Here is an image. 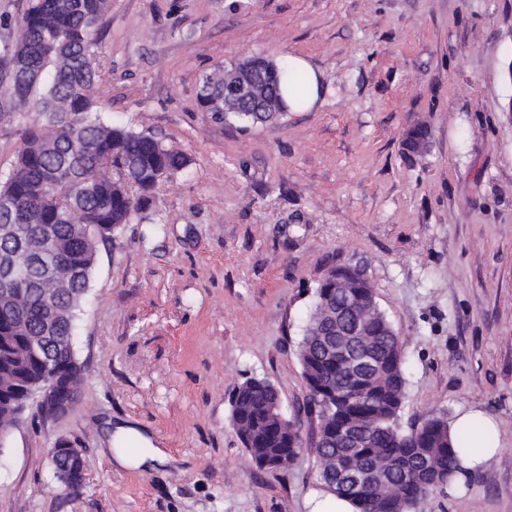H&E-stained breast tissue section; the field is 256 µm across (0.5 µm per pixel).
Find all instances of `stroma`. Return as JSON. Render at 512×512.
Listing matches in <instances>:
<instances>
[{
  "label": "stroma",
  "instance_id": "stroma-1",
  "mask_svg": "<svg viewBox=\"0 0 512 512\" xmlns=\"http://www.w3.org/2000/svg\"><path fill=\"white\" fill-rule=\"evenodd\" d=\"M106 122L191 165L98 243L77 322V405L26 410L0 447V512H312L318 420L298 356L318 283L363 269L407 368L403 430L461 409L500 450L417 512H512V0H111L91 33ZM305 57L317 104L220 123L205 75ZM38 113L0 117V177ZM427 127V148L406 151ZM250 376L278 390L301 449L259 468L230 420ZM167 461H112L107 420ZM83 450L68 488L48 450Z\"/></svg>",
  "mask_w": 512,
  "mask_h": 512
}]
</instances>
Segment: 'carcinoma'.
<instances>
[{
  "label": "carcinoma",
  "instance_id": "carcinoma-1",
  "mask_svg": "<svg viewBox=\"0 0 512 512\" xmlns=\"http://www.w3.org/2000/svg\"><path fill=\"white\" fill-rule=\"evenodd\" d=\"M110 0H31L16 41L0 55L8 78L11 111L34 108L42 123L26 129L23 148L0 182V226L16 235L60 250L50 267H27L19 283L0 288V428L18 423L25 393L50 378L67 392L78 388L83 367L66 336L76 326L96 263L97 243L128 223L160 179L188 168L184 153L159 138L105 122L97 109L98 74L90 34ZM242 78L252 87L260 112H239L225 104L224 86L239 81L230 67L203 78L202 107L220 122H274L287 106L281 86L291 84L303 104L301 79L287 65L252 57ZM59 290L58 317L43 313L40 289ZM302 329L299 358L310 407L325 434L349 424L357 443L336 438L316 449L324 490L347 501L354 512H413L427 495L451 484L460 471V449L470 445L476 427L452 433L439 416L405 432L399 416L405 399L404 355L384 314L372 307L373 291L364 279L341 269L332 304L364 312L363 350L378 365L354 379L344 355L319 349L317 327L325 320L318 285ZM350 386L355 393L332 397L328 390ZM271 382L250 377L230 400L231 422L241 443L261 467L279 469L298 453L299 434L282 412L270 414ZM344 461L368 476L362 496L354 497L328 478L334 462Z\"/></svg>",
  "mask_w": 512,
  "mask_h": 512
}]
</instances>
